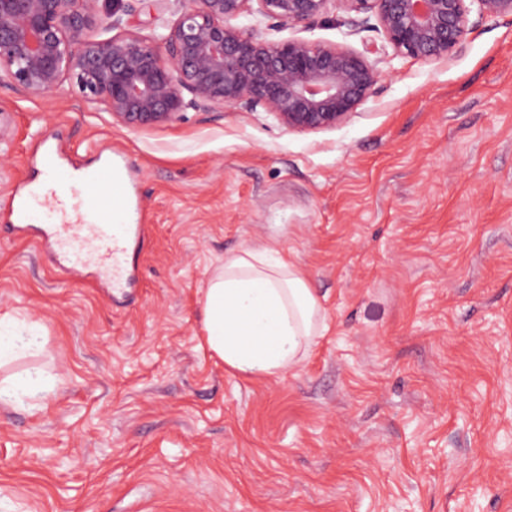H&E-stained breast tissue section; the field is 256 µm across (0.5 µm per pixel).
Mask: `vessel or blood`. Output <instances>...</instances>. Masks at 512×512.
Returning <instances> with one entry per match:
<instances>
[{
	"label": "vessel or blood",
	"mask_w": 512,
	"mask_h": 512,
	"mask_svg": "<svg viewBox=\"0 0 512 512\" xmlns=\"http://www.w3.org/2000/svg\"><path fill=\"white\" fill-rule=\"evenodd\" d=\"M43 176L39 188L16 191L9 211V228L22 231L42 199L55 200L54 221L44 232L52 250L66 267L83 269L92 264L113 288L123 289L135 278L132 258L145 238L146 227L138 222V205L124 176L122 161L108 160L91 172L90 182L74 179L59 160L56 149L44 144L38 158ZM97 187L88 194L87 184ZM120 205L123 223L112 221L113 205Z\"/></svg>",
	"instance_id": "vessel-or-blood-1"
}]
</instances>
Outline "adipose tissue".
<instances>
[{
  "label": "adipose tissue",
  "instance_id": "adipose-tissue-1",
  "mask_svg": "<svg viewBox=\"0 0 512 512\" xmlns=\"http://www.w3.org/2000/svg\"><path fill=\"white\" fill-rule=\"evenodd\" d=\"M201 316L208 349L252 377H275L298 365L322 321L294 262L265 249L225 256L207 279Z\"/></svg>",
  "mask_w": 512,
  "mask_h": 512
}]
</instances>
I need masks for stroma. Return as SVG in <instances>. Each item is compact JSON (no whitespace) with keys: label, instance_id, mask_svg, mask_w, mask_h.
<instances>
[{"label":"stroma","instance_id":"1","mask_svg":"<svg viewBox=\"0 0 512 512\" xmlns=\"http://www.w3.org/2000/svg\"><path fill=\"white\" fill-rule=\"evenodd\" d=\"M468 9L437 62L339 6L307 29L241 16L381 71L320 132L230 107L134 130L70 82L0 83V225L48 136L78 172L124 155L147 227L128 297L0 232V315L42 332L0 379L47 387L0 405V512H512V20ZM247 248L290 254L322 309L275 378L200 335L208 271Z\"/></svg>","mask_w":512,"mask_h":512}]
</instances>
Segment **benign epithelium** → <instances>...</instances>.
Returning <instances> with one entry per match:
<instances>
[{
	"label": "benign epithelium",
	"mask_w": 512,
	"mask_h": 512,
	"mask_svg": "<svg viewBox=\"0 0 512 512\" xmlns=\"http://www.w3.org/2000/svg\"><path fill=\"white\" fill-rule=\"evenodd\" d=\"M99 2L0 0V80L43 94L67 79L85 101L133 129L171 123L188 106H242L306 133L346 123L381 78L354 50L304 38L271 41L234 24L256 11L273 28H308L326 18L333 0H180L175 26L151 40L93 38L100 26L119 27L135 12L126 0H112L104 13ZM341 2L364 22L375 18L401 56L446 59L469 34L466 0ZM476 2L487 18L512 19V0Z\"/></svg>",
	"instance_id": "1"
}]
</instances>
